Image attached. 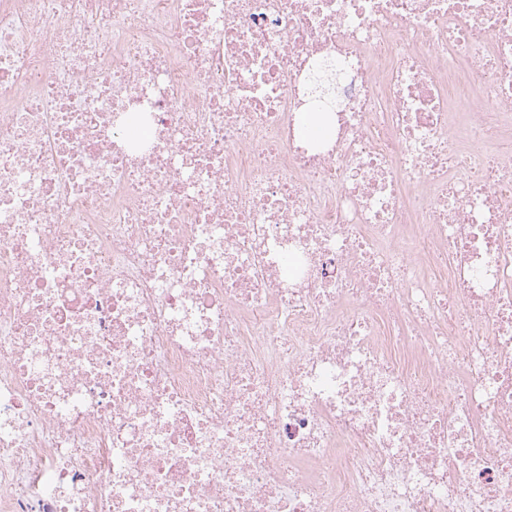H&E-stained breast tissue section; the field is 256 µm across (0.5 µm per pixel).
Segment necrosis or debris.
Instances as JSON below:
<instances>
[{
  "label": "necrosis or debris",
  "mask_w": 512,
  "mask_h": 512,
  "mask_svg": "<svg viewBox=\"0 0 512 512\" xmlns=\"http://www.w3.org/2000/svg\"><path fill=\"white\" fill-rule=\"evenodd\" d=\"M0 512H512V0H0Z\"/></svg>",
  "instance_id": "necrosis-or-debris-1"
}]
</instances>
